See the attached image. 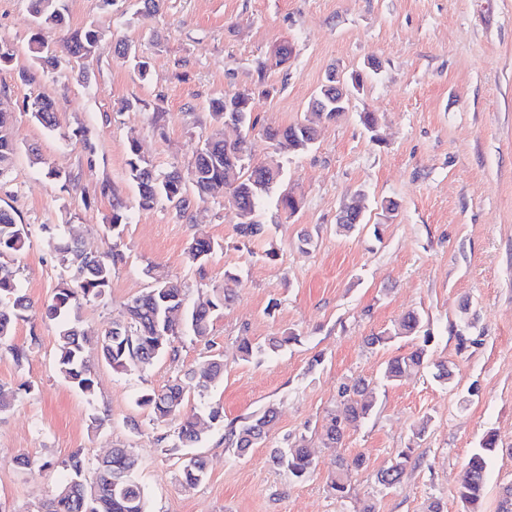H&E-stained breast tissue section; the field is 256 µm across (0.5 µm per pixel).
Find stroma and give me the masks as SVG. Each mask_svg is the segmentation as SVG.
<instances>
[{"instance_id": "stroma-1", "label": "stroma", "mask_w": 512, "mask_h": 512, "mask_svg": "<svg viewBox=\"0 0 512 512\" xmlns=\"http://www.w3.org/2000/svg\"><path fill=\"white\" fill-rule=\"evenodd\" d=\"M69 24L95 23L105 38L90 68V83L69 74L53 84L23 83L31 67L33 28L28 0H0V41L16 49L0 67V102L14 109L16 153L0 180V207L30 229L29 245L1 261L14 267L36 311L18 322L14 342L27 347L15 362L0 349V386L16 391L0 413V512H35L64 482V464L81 451L84 477L112 449H131L138 461L149 512H422L427 499L443 512H463L460 478L487 433L497 447L480 512H498L512 486V0H165L156 19L133 22L137 0L104 10L99 0H66ZM135 42L152 61L149 80L115 57L112 43ZM291 50L276 66L281 46ZM376 60L364 91L348 112L320 126L309 151L285 158L281 191L300 198L296 213L267 200L259 219L269 232L242 248L238 218L223 194L193 201L177 217L167 204L134 213L112 233V199L98 187L109 181L127 201L137 190L126 176L128 143L138 139L157 170H188L211 125V99L260 84L274 93L259 99L249 141L252 163L266 162L272 146L265 127L302 123L328 72H347ZM56 103L58 125L47 129L25 112L36 95ZM139 100L124 112L123 100ZM376 113L379 137L360 122ZM87 127L94 152L73 136ZM54 168L69 186L47 178ZM364 190L368 225L346 236L336 219ZM397 202L386 217L380 202ZM73 233L98 255L120 250L106 294L85 305L81 326L100 335L127 302L152 285L157 269L182 283L187 302L221 293L225 272L238 277V299L214 320L209 343L187 338L176 359L132 375L105 363L93 366L95 394L85 397L57 370V331L38 309L65 277L49 245L47 228ZM218 247L198 275L186 255L193 233ZM309 236V251L298 247ZM411 311L421 312L433 340V363H448L452 385L431 367L390 384L386 362L410 351L400 339L372 349L365 338ZM468 323L478 345L460 349L456 329ZM255 341L296 334L287 348L239 361L236 338ZM224 359V376L189 403H217L225 423L267 406L279 411L276 428L243 458L224 445L223 426L211 427L196 450L206 478L182 484L185 449H167L170 421L137 406L210 356ZM371 381L375 406L341 443L323 441V417L336 409L340 387ZM103 418L95 426L93 418ZM430 427L422 440L412 429ZM307 437L317 470L303 481L269 460L271 449ZM410 459L399 484L384 489L378 470L401 450ZM26 456L43 470L19 466ZM362 457L346 502L329 495L326 481L338 458Z\"/></svg>"}]
</instances>
